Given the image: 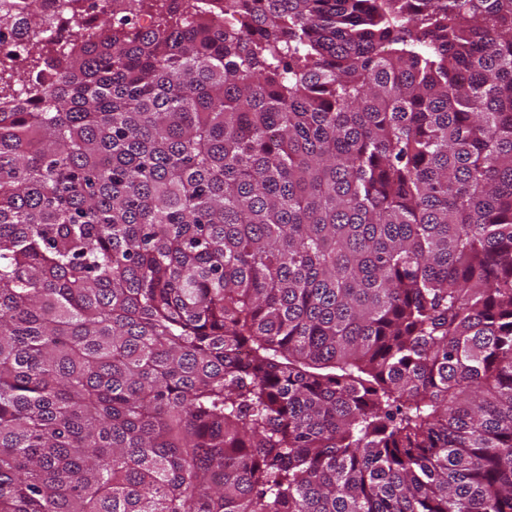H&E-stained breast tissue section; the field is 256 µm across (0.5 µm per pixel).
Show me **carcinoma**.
Returning <instances> with one entry per match:
<instances>
[{
	"instance_id": "1",
	"label": "carcinoma",
	"mask_w": 512,
	"mask_h": 512,
	"mask_svg": "<svg viewBox=\"0 0 512 512\" xmlns=\"http://www.w3.org/2000/svg\"><path fill=\"white\" fill-rule=\"evenodd\" d=\"M127 2L0 111V512H512V0Z\"/></svg>"
}]
</instances>
